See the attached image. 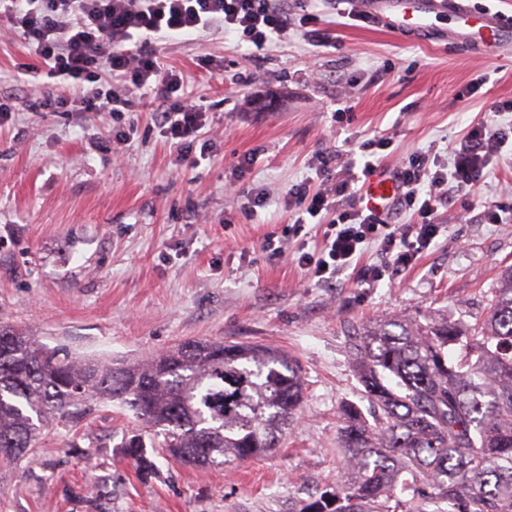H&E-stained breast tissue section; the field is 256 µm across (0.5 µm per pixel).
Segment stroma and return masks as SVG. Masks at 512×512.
<instances>
[{
  "instance_id": "1",
  "label": "stroma",
  "mask_w": 512,
  "mask_h": 512,
  "mask_svg": "<svg viewBox=\"0 0 512 512\" xmlns=\"http://www.w3.org/2000/svg\"><path fill=\"white\" fill-rule=\"evenodd\" d=\"M335 47L315 53L302 32L256 48L213 29L151 40L165 68L208 108L184 162L154 123L151 95L98 122L80 112L34 108L25 41L0 33V325L37 336L79 359L136 361L190 339L257 343L302 369L305 391L275 451L227 467L192 469L152 448L143 472L123 438L147 429L113 405H80L78 424L45 427L37 452L0 465V512H296L333 483L341 458V408L360 403L347 347L380 317L473 323L500 273L512 267V223L444 230L411 265L367 284L359 268L381 264L369 246L329 283L308 280L299 249L314 252L322 229L286 232L292 185L321 178L317 155L381 137L406 159L449 148L482 121L506 123L512 47L485 54L461 45L447 20L427 37L401 35L313 5ZM206 57L222 59L211 75ZM466 201L512 206V154L493 162ZM242 188L266 197L253 207ZM284 238L286 257L261 249Z\"/></svg>"
}]
</instances>
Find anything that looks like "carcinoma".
<instances>
[{
  "label": "carcinoma",
  "instance_id": "cac0c4a2",
  "mask_svg": "<svg viewBox=\"0 0 512 512\" xmlns=\"http://www.w3.org/2000/svg\"><path fill=\"white\" fill-rule=\"evenodd\" d=\"M472 324L384 318L348 351L368 414L349 405L336 484L297 512H512V268ZM301 367L249 343L185 341L143 362L76 359L0 326V457L35 453L41 426L111 402L155 428L183 466L222 467L272 453L302 403ZM123 453L150 467L140 439ZM411 492L401 500L397 487Z\"/></svg>",
  "mask_w": 512,
  "mask_h": 512
}]
</instances>
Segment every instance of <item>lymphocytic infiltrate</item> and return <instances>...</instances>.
I'll return each mask as SVG.
<instances>
[{
	"label": "lymphocytic infiltrate",
	"instance_id": "obj_1",
	"mask_svg": "<svg viewBox=\"0 0 512 512\" xmlns=\"http://www.w3.org/2000/svg\"><path fill=\"white\" fill-rule=\"evenodd\" d=\"M2 17L40 60L42 73L64 82L62 93L37 98V107L99 117L117 112L129 105L113 86L118 80L153 93L154 121L181 152L196 142L206 109L182 95L180 76L163 70L149 37L218 24L260 48L316 21L306 0H0ZM511 141L512 125L479 123L451 147L450 163H432L422 155L398 162L392 170L398 188L393 204L412 207L414 218L406 224L393 223L391 209H367L356 189L360 178L375 174V150L386 146V139L363 143L360 159H349L337 172L332 155L318 156L320 188L295 185L286 200L288 209L299 213L331 216L320 253H301L300 268L309 278L331 282L375 239L381 240L386 261L367 268L365 281H380L388 269L408 266L440 235V209L483 185L495 157Z\"/></svg>",
	"mask_w": 512,
	"mask_h": 512
}]
</instances>
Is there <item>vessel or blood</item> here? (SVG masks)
<instances>
[{"mask_svg":"<svg viewBox=\"0 0 512 512\" xmlns=\"http://www.w3.org/2000/svg\"><path fill=\"white\" fill-rule=\"evenodd\" d=\"M362 11L388 30L429 35L433 22L446 16L456 32L472 49L496 44L512 36V24L499 14L473 11L463 0H359ZM396 193L392 180L373 178L365 186L363 202L371 209H383Z\"/></svg>","mask_w":512,"mask_h":512,"instance_id":"obj_1","label":"vessel or blood"}]
</instances>
